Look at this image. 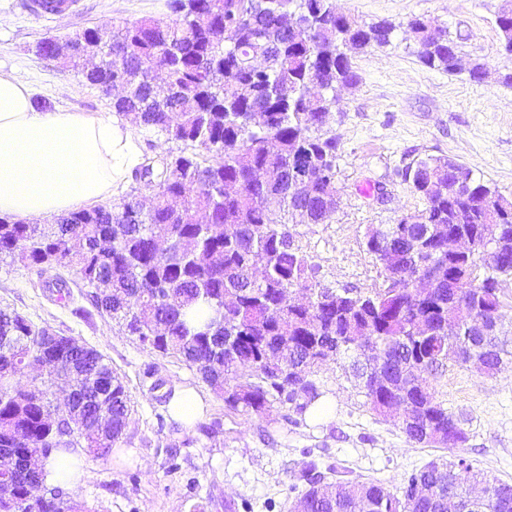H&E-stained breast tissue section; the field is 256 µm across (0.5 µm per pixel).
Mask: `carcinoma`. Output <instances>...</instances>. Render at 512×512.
I'll return each mask as SVG.
<instances>
[{"label":"carcinoma","mask_w":512,"mask_h":512,"mask_svg":"<svg viewBox=\"0 0 512 512\" xmlns=\"http://www.w3.org/2000/svg\"><path fill=\"white\" fill-rule=\"evenodd\" d=\"M177 18L114 19L72 36L69 66L110 95L117 72L127 86L112 109L139 129L183 145L148 161L135 178L151 205L129 194L52 224L0 218V255L44 274L74 271L95 308L147 350L180 359L249 418L278 404L297 426L323 396V359L349 369L371 409L402 410L415 444L461 448L468 434L448 412L431 377L450 367L493 375L512 364V340L477 322L503 320L501 288L512 281V252L478 244L470 260L448 250L482 224H505L512 199L455 160L430 156L406 170L423 207L368 228L367 252L379 281L366 292L323 283L290 225L326 224L336 203L337 92L358 82L351 52L392 42L396 26L366 25L336 13L334 0H173ZM512 53V10L496 17ZM417 57L453 74L458 43L426 20L409 22ZM96 44L101 67L86 72L81 48ZM321 91L312 94L310 87ZM267 114L264 127L253 113ZM464 182L441 194L434 185ZM428 278L420 292L413 280ZM307 291L297 304L292 294ZM249 369L242 376L239 369ZM31 377L22 385L18 377ZM73 382L57 395L56 382ZM131 399L97 350L16 312L0 310V512H85L33 458L62 448L112 455L125 433ZM302 461L296 496L304 512H512V485L489 481L464 457L433 459L407 474L398 493L375 482ZM485 495L471 497L476 485ZM47 495L29 498L32 487Z\"/></svg>","instance_id":"obj_1"}]
</instances>
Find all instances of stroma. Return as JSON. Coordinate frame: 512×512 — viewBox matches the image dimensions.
Returning a JSON list of instances; mask_svg holds the SVG:
<instances>
[{"label":"stroma","instance_id":"stroma-1","mask_svg":"<svg viewBox=\"0 0 512 512\" xmlns=\"http://www.w3.org/2000/svg\"><path fill=\"white\" fill-rule=\"evenodd\" d=\"M169 0H83L79 14L44 21L29 16L23 0H0V73L27 84L50 107L111 113L112 104L81 75L35 53L48 36L73 35L112 19H170ZM338 11L362 23L387 21L391 45L353 56L359 80L339 91L330 129L339 145L341 204L326 224H298L293 231L320 279L336 288H370L377 267L365 247L368 227L391 224L421 209L403 173L428 156L448 157L512 198V55L501 48L498 13L512 0H335ZM422 17L447 28L463 61L488 70L480 83L467 73L426 67L408 29ZM382 193H369V185ZM50 275L8 256L0 258V309L73 337L100 351L123 378L132 411L112 458L88 457V472L69 487L93 512H289L295 476L305 452L340 471L376 480L398 492L404 476L432 459L466 457L490 480L512 483V365L492 376L454 367L434 384L459 415L469 440L464 448L423 447L409 441L396 419H383L342 362L317 372L327 410L284 421V407L244 418L224 412V402L196 370L142 349L135 337L101 315L84 286L57 301ZM197 390L208 403L203 423L220 420L217 432L185 429L167 410L171 392Z\"/></svg>","mask_w":512,"mask_h":512}]
</instances>
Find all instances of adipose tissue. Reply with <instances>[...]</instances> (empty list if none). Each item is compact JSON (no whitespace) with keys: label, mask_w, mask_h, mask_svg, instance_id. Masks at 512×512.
<instances>
[{"label":"adipose tissue","mask_w":512,"mask_h":512,"mask_svg":"<svg viewBox=\"0 0 512 512\" xmlns=\"http://www.w3.org/2000/svg\"><path fill=\"white\" fill-rule=\"evenodd\" d=\"M140 153L127 124L75 109L42 110L0 74V217L42 224L114 194Z\"/></svg>","instance_id":"adipose-tissue-1"}]
</instances>
